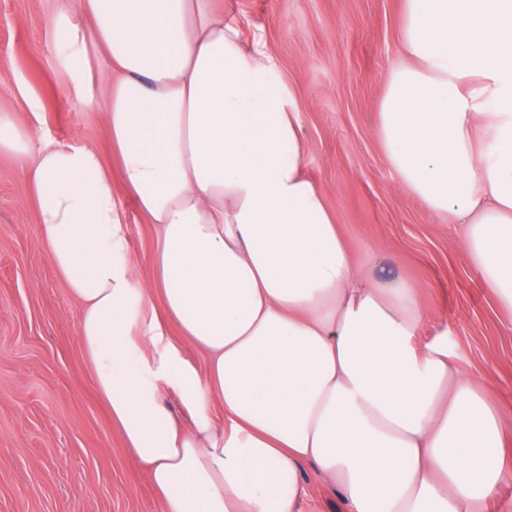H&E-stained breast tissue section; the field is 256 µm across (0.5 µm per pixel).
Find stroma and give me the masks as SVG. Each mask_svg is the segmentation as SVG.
Segmentation results:
<instances>
[{
    "label": "stroma",
    "instance_id": "obj_1",
    "mask_svg": "<svg viewBox=\"0 0 512 512\" xmlns=\"http://www.w3.org/2000/svg\"><path fill=\"white\" fill-rule=\"evenodd\" d=\"M264 38L300 114L306 171L356 261L380 253L437 314L426 335L500 410L512 468V311L484 288L458 232L392 168L378 135L386 76L407 63L405 0H217ZM60 0H0V111L34 140L98 150L118 166L102 113L74 95L52 25ZM127 248L146 272L156 230L131 197ZM81 309L38 243L16 160L0 153V512H161L114 427L79 340ZM302 512H344L336 488L304 469Z\"/></svg>",
    "mask_w": 512,
    "mask_h": 512
}]
</instances>
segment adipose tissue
I'll use <instances>...</instances> for the list:
<instances>
[{"label":"adipose tissue","instance_id":"adipose-tissue-1","mask_svg":"<svg viewBox=\"0 0 512 512\" xmlns=\"http://www.w3.org/2000/svg\"><path fill=\"white\" fill-rule=\"evenodd\" d=\"M82 7L85 26L61 5L54 40L119 171L85 145H34L8 112L0 152L22 166L97 389L162 512H300L306 467L346 512H489L512 479L499 413L447 343L424 339L415 288L379 257L355 262L262 37L213 0ZM402 44L414 63L387 77L388 159L462 225L485 288L512 308V0H406ZM125 194L157 227L143 283ZM171 322L208 353L206 376ZM173 342L179 348L181 356L186 359L200 375L206 370L207 355L202 351L185 345V340L181 336H177V332L172 330L170 333Z\"/></svg>","mask_w":512,"mask_h":512}]
</instances>
